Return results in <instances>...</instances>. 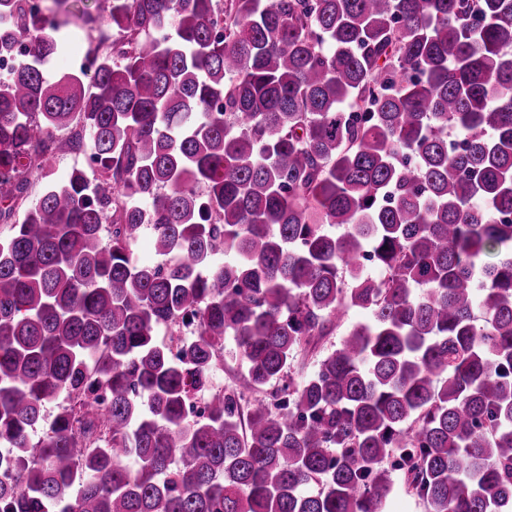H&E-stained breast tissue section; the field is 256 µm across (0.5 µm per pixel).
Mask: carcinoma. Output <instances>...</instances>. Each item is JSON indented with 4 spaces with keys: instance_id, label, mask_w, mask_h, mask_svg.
<instances>
[{
    "instance_id": "1",
    "label": "carcinoma",
    "mask_w": 512,
    "mask_h": 512,
    "mask_svg": "<svg viewBox=\"0 0 512 512\" xmlns=\"http://www.w3.org/2000/svg\"><path fill=\"white\" fill-rule=\"evenodd\" d=\"M71 8L0 0V512H512V0H99L50 81ZM72 21L75 32L67 53L51 58L45 67V75L49 79L79 67V61L87 50L86 27L83 26L79 13L72 17ZM86 167L84 156L76 153L66 154L51 159L48 163L47 170L50 171V178L62 177L73 168ZM133 259L139 264H158L163 257L157 255L153 244V231L151 226L142 228L139 239L133 247ZM243 370L237 347L231 337L224 339L223 356L217 362L211 375V385L215 388H221L231 384L235 377ZM394 490L385 512H426L423 503L414 496L408 495L402 488L398 475L393 476Z\"/></svg>"
}]
</instances>
